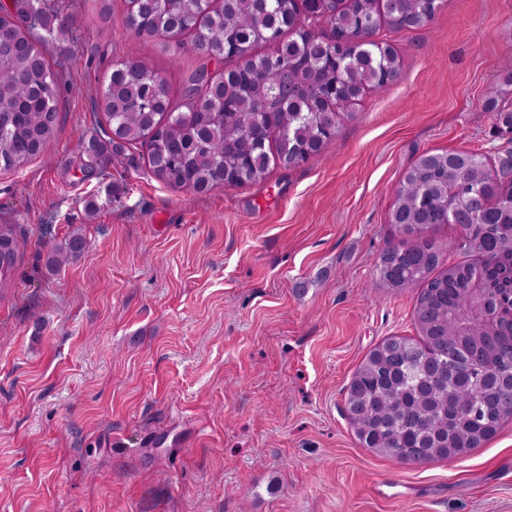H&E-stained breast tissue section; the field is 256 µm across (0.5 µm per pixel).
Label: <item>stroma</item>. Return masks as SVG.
Returning <instances> with one entry per match:
<instances>
[{"label":"stroma","instance_id":"obj_1","mask_svg":"<svg viewBox=\"0 0 512 512\" xmlns=\"http://www.w3.org/2000/svg\"><path fill=\"white\" fill-rule=\"evenodd\" d=\"M44 153L0 173V223L25 242L0 290V512H512V421L467 455L403 464L365 448L346 389L379 342L415 333L416 289L379 286L404 235L394 190L429 151L512 148V0H441L378 39L400 75L366 92L322 152L242 187H168L144 148L90 169L79 137L113 65L141 61L175 106L224 64L122 27L124 0H65ZM82 229L87 251L52 272ZM88 247V240L80 232V229L73 230L68 237L48 252L46 260L48 270L55 272L61 267L78 260Z\"/></svg>","mask_w":512,"mask_h":512}]
</instances>
